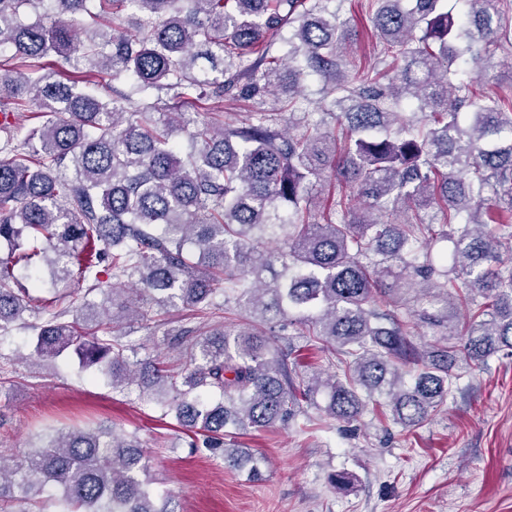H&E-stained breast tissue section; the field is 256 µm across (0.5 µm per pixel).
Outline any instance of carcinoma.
Wrapping results in <instances>:
<instances>
[{
  "label": "carcinoma",
  "instance_id": "1",
  "mask_svg": "<svg viewBox=\"0 0 512 512\" xmlns=\"http://www.w3.org/2000/svg\"><path fill=\"white\" fill-rule=\"evenodd\" d=\"M333 2L0 0V113L41 118L0 122V332L30 333L33 366L72 359L114 392L141 387L256 478L263 458L236 446L240 431L283 426L305 404L408 431L463 373L512 357V97L475 87L502 67L496 51L512 53V19L499 0H461L462 13L376 0L380 49L359 81ZM310 76L316 122L295 110ZM279 92L277 111L240 123L185 111ZM327 177L358 205L322 207ZM269 241L279 248L258 250ZM74 280L88 287L59 288ZM171 308L190 322L173 335L179 357L140 359L125 326ZM286 326L335 371L289 365L272 341ZM422 329L440 340L417 344ZM28 448L0 461V512H29L50 484L57 512H178L115 430L49 429Z\"/></svg>",
  "mask_w": 512,
  "mask_h": 512
}]
</instances>
